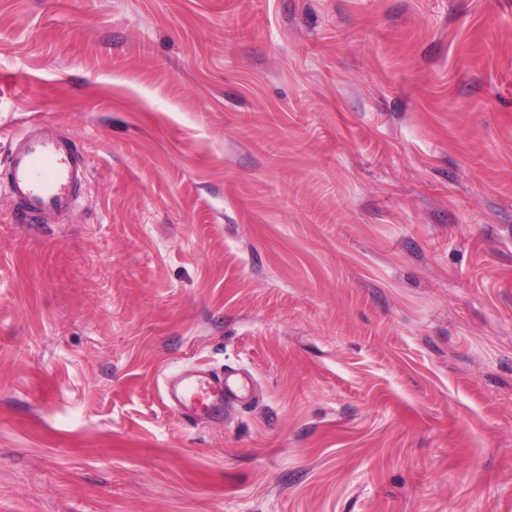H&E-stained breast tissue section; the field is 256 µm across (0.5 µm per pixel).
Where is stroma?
<instances>
[{
    "mask_svg": "<svg viewBox=\"0 0 512 512\" xmlns=\"http://www.w3.org/2000/svg\"><path fill=\"white\" fill-rule=\"evenodd\" d=\"M36 120L0 512H512V0H0V166ZM87 176L78 143L34 121L14 142L0 185L5 183L20 224H54L73 211ZM245 385L233 370L213 375L190 373L167 382L164 399L193 419L199 414L221 418L230 406L245 398Z\"/></svg>",
    "mask_w": 512,
    "mask_h": 512,
    "instance_id": "35a3bbf8",
    "label": "stroma"
}]
</instances>
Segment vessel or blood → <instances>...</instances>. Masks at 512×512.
<instances>
[{"label":"vessel or blood","mask_w":512,"mask_h":512,"mask_svg":"<svg viewBox=\"0 0 512 512\" xmlns=\"http://www.w3.org/2000/svg\"><path fill=\"white\" fill-rule=\"evenodd\" d=\"M87 176L78 143L35 121L14 142L0 180L17 208L19 223L51 224L73 211L77 189ZM244 392L241 378L227 369L213 375L190 373L168 381L164 399L188 418L202 413L219 418L243 399Z\"/></svg>","instance_id":"vessel-or-blood-1"}]
</instances>
